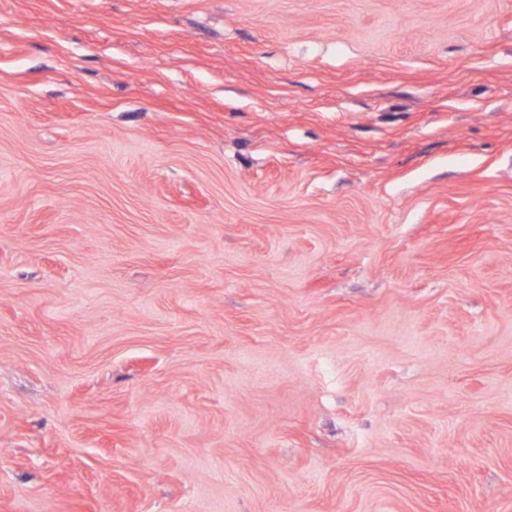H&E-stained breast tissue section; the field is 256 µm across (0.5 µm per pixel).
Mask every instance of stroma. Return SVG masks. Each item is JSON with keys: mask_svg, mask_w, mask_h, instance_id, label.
<instances>
[{"mask_svg": "<svg viewBox=\"0 0 512 512\" xmlns=\"http://www.w3.org/2000/svg\"><path fill=\"white\" fill-rule=\"evenodd\" d=\"M0 512H512V0H0Z\"/></svg>", "mask_w": 512, "mask_h": 512, "instance_id": "1", "label": "stroma"}]
</instances>
